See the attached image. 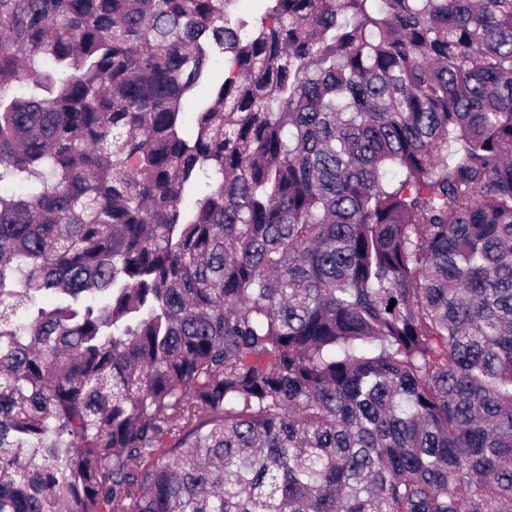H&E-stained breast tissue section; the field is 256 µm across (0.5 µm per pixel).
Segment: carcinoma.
<instances>
[{
    "label": "carcinoma",
    "mask_w": 512,
    "mask_h": 512,
    "mask_svg": "<svg viewBox=\"0 0 512 512\" xmlns=\"http://www.w3.org/2000/svg\"><path fill=\"white\" fill-rule=\"evenodd\" d=\"M234 2L0 0V512H512V0Z\"/></svg>",
    "instance_id": "obj_1"
}]
</instances>
